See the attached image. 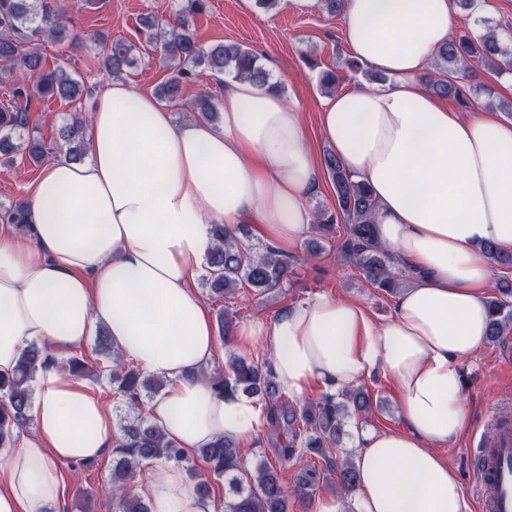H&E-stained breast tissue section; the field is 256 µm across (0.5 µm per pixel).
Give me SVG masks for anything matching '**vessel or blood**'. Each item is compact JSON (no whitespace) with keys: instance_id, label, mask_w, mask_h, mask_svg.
<instances>
[{"instance_id":"1","label":"vessel or blood","mask_w":512,"mask_h":512,"mask_svg":"<svg viewBox=\"0 0 512 512\" xmlns=\"http://www.w3.org/2000/svg\"><path fill=\"white\" fill-rule=\"evenodd\" d=\"M480 455L475 487L482 512H512V425L496 423Z\"/></svg>"}]
</instances>
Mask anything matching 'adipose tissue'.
I'll return each instance as SVG.
<instances>
[{
	"instance_id": "ef3b65f1",
	"label": "adipose tissue",
	"mask_w": 512,
	"mask_h": 512,
	"mask_svg": "<svg viewBox=\"0 0 512 512\" xmlns=\"http://www.w3.org/2000/svg\"><path fill=\"white\" fill-rule=\"evenodd\" d=\"M457 12V0H347L346 44L388 82L337 92L320 112L325 141L377 203L378 242L416 272L392 314L378 321L356 300L316 296L236 335L246 347L264 342L277 383L297 398L375 373L391 382L405 427L364 432L357 512H469L437 448L470 422L460 364L485 341L493 286L481 247L512 252V121L489 110L461 117L431 90L426 76ZM218 107L220 126L177 123L151 92L104 80L87 160L45 165L28 231L0 224V372L31 346L62 360L106 329L124 362L166 382L149 416L188 450L220 436L249 441L261 424L252 400L217 395L202 377L216 342L193 282L210 227L232 235L251 224L296 253L320 174L281 93L241 79ZM30 418L0 451V512H62L58 465L108 453L112 407L52 366L36 374ZM134 491L151 512H215L173 464Z\"/></svg>"
}]
</instances>
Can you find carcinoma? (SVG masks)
<instances>
[{"mask_svg": "<svg viewBox=\"0 0 512 512\" xmlns=\"http://www.w3.org/2000/svg\"><path fill=\"white\" fill-rule=\"evenodd\" d=\"M207 2L174 0L170 9L172 21L146 17L141 49L122 38L110 40L97 35L99 68L120 78L137 64L136 52L158 51L172 73L157 86L156 96L174 105L182 102L185 86L195 82L202 70L219 82L222 76L229 75L248 79L259 87L269 85L271 74L251 48L223 41L204 47L196 41L189 18L205 12ZM69 24L65 6L56 0H0V77H10L14 82L10 98L0 104L3 165L21 158L39 166L48 156L42 139L28 129L27 109L21 101L37 95L72 103L90 95L85 82L64 67H46L41 42L47 38L61 44L78 39L71 34ZM506 55L505 46L491 31L478 38L453 37L437 51L435 71L428 76V82L436 95L467 106L470 99L465 80L470 77L472 66L478 64L496 71ZM189 112L202 121L217 124L221 120L217 102L207 91L195 96ZM84 129L85 119L78 115L57 129L60 145L75 160L84 154ZM323 165L332 182L336 207L316 212L315 229L324 232L322 238L330 241L336 235L335 225L344 223L346 238L337 245V251L356 266L371 287L388 294L398 292L409 275L394 263L390 250L374 236L376 202L370 190L353 180L334 154L325 153ZM5 216L19 230L30 227L24 201L12 204ZM210 233L212 244L206 253L203 284L216 297L233 295L242 287L259 294L280 293L299 263L298 257L284 255L270 245L260 250L246 246L242 240L248 233L245 225L237 229V234L229 235L224 225L212 224ZM482 252L490 263L512 268V253H505L492 243L484 244ZM488 309L486 341L500 344L512 324V279L504 276L498 280ZM94 352L97 358L93 365L83 355H72L60 362L32 346L23 352L13 372L0 375V448L10 447L15 431L30 421L32 382L38 369L58 366L87 379L111 369L110 381L116 384V394L138 411L122 426L112 448V505L116 512H150L145 500L134 493L133 480L147 468L168 462L185 468L191 490L199 497L210 496L209 478L229 477L224 512H288V498L281 482L283 466L290 460L303 466L300 492L311 497L324 476L316 465L307 462V457L328 458L331 449L342 445L343 418L348 410L359 414L371 408L370 397L361 388L348 389L338 396L325 394L298 408L284 399L267 365L233 358L226 371L205 374L213 390L219 395L239 392L256 399L267 412L271 427L292 435V440L275 448V460L263 457L249 472L239 442L233 439L219 438L191 453L168 439L161 427L148 422L141 413L143 396L159 393L165 387L164 380L124 363L103 332L96 336ZM198 459L207 465L206 472L196 467ZM358 481L352 458L336 463V488L348 494L358 487Z\"/></svg>", "mask_w": 512, "mask_h": 512, "instance_id": "obj_1", "label": "carcinoma"}]
</instances>
